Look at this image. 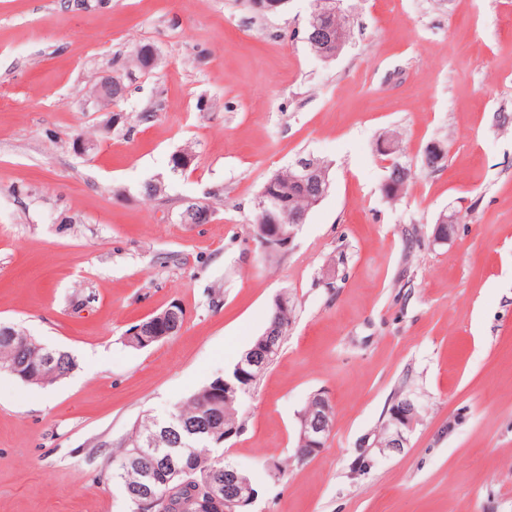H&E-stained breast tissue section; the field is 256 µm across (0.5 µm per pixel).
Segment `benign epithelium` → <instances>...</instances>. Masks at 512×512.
Segmentation results:
<instances>
[{
  "label": "benign epithelium",
  "mask_w": 512,
  "mask_h": 512,
  "mask_svg": "<svg viewBox=\"0 0 512 512\" xmlns=\"http://www.w3.org/2000/svg\"><path fill=\"white\" fill-rule=\"evenodd\" d=\"M334 25L326 22L317 28L321 33L326 45L320 56L330 60L342 51L345 46L343 40L333 36ZM425 162L430 166L442 163L446 157V149L439 142H431L425 149ZM294 170L292 183L303 187L307 182L315 179L316 161L313 157H300L291 164ZM279 217L271 222H263L258 225L254 235L260 242L266 253H281L288 250L292 245L297 231L304 223L306 213L296 212L288 207V202L279 201ZM437 224L442 230L435 232L434 241L445 243L456 231L455 216L441 213ZM186 318L183 308L176 304L168 307L162 313L151 318L155 322L156 329L150 336L143 333L142 327L133 328L127 333V343L142 349L153 343L166 339L172 333L168 326L175 321ZM0 340L13 344L18 343L33 350H38L41 345L37 344L31 337L18 331L15 327L0 322ZM278 331L272 327L260 338L259 345L246 352L243 360L232 370L231 374L216 378L205 391L198 395L200 403L199 416L189 422L183 423L184 428L205 438H212L222 442L234 434L237 429L224 428L222 422L216 420L209 411L211 403L222 398L226 401L237 399L241 393L247 391L248 385L262 373L267 367L272 355L278 352ZM10 374L19 377L22 381L36 385H47L49 381L42 380L28 371H22V367L11 363L0 368ZM418 421L416 412V400L408 396L392 409L390 417L385 423L384 437L389 444L390 454L401 453L408 444V436ZM301 448L297 449L300 457L314 455L324 448V442L330 435L329 427L319 419V416H300L299 428ZM224 480L229 484V489L224 496H219L209 488L195 486L188 481L178 485L170 491L173 495L174 512H204L203 507L214 505L217 512H242L240 507L251 505L255 502L258 492L249 483L242 481L236 470L224 471Z\"/></svg>",
  "instance_id": "1"
}]
</instances>
